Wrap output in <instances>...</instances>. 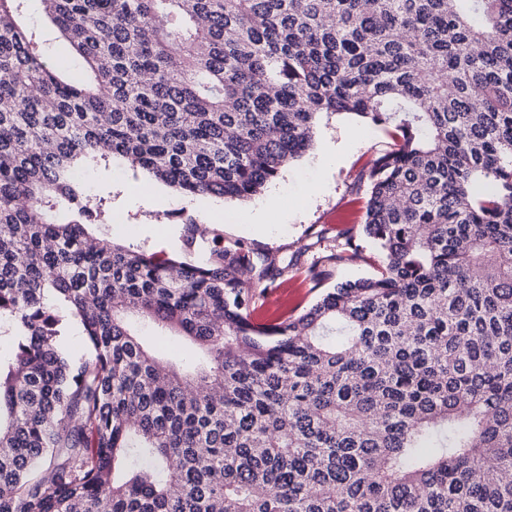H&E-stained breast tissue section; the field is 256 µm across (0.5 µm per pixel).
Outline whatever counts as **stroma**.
I'll list each match as a JSON object with an SVG mask.
<instances>
[{
    "label": "stroma",
    "instance_id": "1",
    "mask_svg": "<svg viewBox=\"0 0 512 512\" xmlns=\"http://www.w3.org/2000/svg\"><path fill=\"white\" fill-rule=\"evenodd\" d=\"M26 18L46 54L72 77H80L81 60L56 27L45 20L40 0H26ZM385 140L384 131L362 123L356 116L321 115L312 150L289 164L270 183L271 188L282 190L286 208L276 223L261 226L243 221L257 207L259 197L242 202L210 197L189 201L170 188L158 196L144 195L139 191V179L119 159L109 166L93 168L85 181L94 193H111L112 212L122 216L124 222L105 224L102 230L116 242L148 252L182 253L193 260L204 259L200 248L186 243L185 221L191 216L213 225L225 241H240L295 259L287 281L267 285L258 310L264 316L287 308L300 311L314 302L316 294L310 289L307 268L315 252L316 236L321 233L331 240L339 231L361 230L366 193L356 184L374 159L376 146ZM329 150L335 151L336 163L326 167L321 158Z\"/></svg>",
    "mask_w": 512,
    "mask_h": 512
}]
</instances>
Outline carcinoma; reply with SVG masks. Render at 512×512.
<instances>
[{
	"label": "carcinoma",
	"mask_w": 512,
	"mask_h": 512,
	"mask_svg": "<svg viewBox=\"0 0 512 512\" xmlns=\"http://www.w3.org/2000/svg\"><path fill=\"white\" fill-rule=\"evenodd\" d=\"M24 2L0 0V512H512V0H41L78 82ZM322 114L387 136L379 270L299 314L251 309L294 262L197 221L204 262L89 231L88 165L245 200ZM361 257L336 237L312 288ZM26 18L29 27L40 37L46 54L59 62L75 78L83 73L82 61L71 51L69 44L60 37L57 29L45 20L39 0L26 1ZM147 336L156 346L160 356L164 359L169 357L170 350H178L179 355L187 361L196 359L197 357L195 350L177 337L170 336L167 338H161L155 336L154 333L150 331L147 332Z\"/></svg>",
	"instance_id": "1"
}]
</instances>
